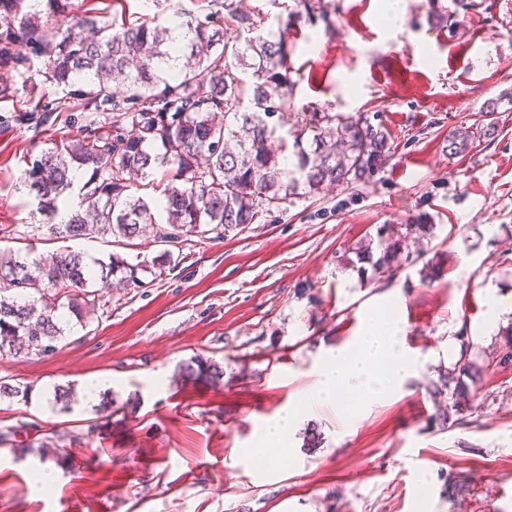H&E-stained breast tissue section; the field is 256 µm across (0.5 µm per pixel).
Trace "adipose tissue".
<instances>
[{"instance_id": "1", "label": "adipose tissue", "mask_w": 512, "mask_h": 512, "mask_svg": "<svg viewBox=\"0 0 512 512\" xmlns=\"http://www.w3.org/2000/svg\"><path fill=\"white\" fill-rule=\"evenodd\" d=\"M399 332L394 322L372 327L361 337L356 353L332 355L319 372L313 403L336 406L338 392L345 386L356 388L370 401L400 389L411 371L398 347Z\"/></svg>"}]
</instances>
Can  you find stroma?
<instances>
[{
  "label": "stroma",
  "mask_w": 512,
  "mask_h": 512,
  "mask_svg": "<svg viewBox=\"0 0 512 512\" xmlns=\"http://www.w3.org/2000/svg\"><path fill=\"white\" fill-rule=\"evenodd\" d=\"M328 18L292 26L297 104L375 112L394 154L372 182L293 196L282 210L224 239L182 242L181 263L144 288L105 289L106 305L74 326L62 348L0 358V377L30 382L29 402H0V512H512V365L477 386L466 425L439 431L428 391L453 365L460 342L482 351L512 323V0H482L459 33L431 19L428 0H404L391 27L382 0H326ZM0 67V247H24L38 223L18 182L50 140L83 137L111 121L75 106L84 80L39 88L49 111L27 109L34 50L14 47ZM69 101L71 109L58 110ZM496 112H488L489 104ZM476 132L465 154L448 133ZM493 135H486V127ZM382 224H429L424 260L442 266L433 285L419 266L390 283L371 282L342 262L347 247ZM152 233L114 249L99 239L36 241L37 254L66 250L142 264L162 250ZM399 321L411 376L401 390L367 404L357 392L343 410L302 408L269 465L241 457L255 435L313 389L332 351L354 348L370 317ZM199 355L224 364L212 386L182 380ZM111 381L112 416L91 405L52 407L57 383L83 389ZM323 438L304 446L308 425ZM65 449L68 467L41 488L33 446ZM463 481L449 494L448 480Z\"/></svg>",
  "instance_id": "1"
}]
</instances>
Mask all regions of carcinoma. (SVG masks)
I'll use <instances>...</instances> for the list:
<instances>
[{"mask_svg": "<svg viewBox=\"0 0 512 512\" xmlns=\"http://www.w3.org/2000/svg\"><path fill=\"white\" fill-rule=\"evenodd\" d=\"M298 8L278 18L274 32L263 28L254 14L238 10L235 0H191L197 9H183L173 29L151 18L131 24L104 22L90 8L69 19V0H41L34 10L29 0H0V64L14 63L13 46L31 44L46 80L66 87L83 76L88 90L80 98L86 109H105L112 121L90 129L76 140L50 142L21 175V183L36 201L42 229L57 239H135L155 223L153 210L166 214L156 231L168 245L152 265L142 269L117 253L108 260L87 262L81 252L67 251L46 259L0 250V357L19 358L52 352L71 332V321L85 326L106 305L93 280L121 275L125 285H148L181 261L174 248L192 234L223 238L241 232L259 214L278 210L303 189L352 185L374 178L392 157L391 135L368 112L341 113L327 108L295 107L288 30L306 18L324 15L321 0H297ZM436 25L461 23L454 8L431 0ZM236 26L234 39L224 36V24ZM177 53L178 70L167 75L163 65ZM122 97H117V87ZM132 129L125 131V124ZM475 132L457 128L448 133L452 154L465 152ZM159 143L163 152L154 153ZM90 173L75 186L79 172ZM136 172L149 184L163 185L162 197L147 200L132 191L126 175ZM161 179H156V176ZM77 197V208L65 224L55 223L62 207ZM378 243L357 242L345 250V262L372 266L386 278L413 263L408 233L376 229ZM470 343H462L458 360L439 370L429 392L440 398L431 423L441 430L463 426L471 415L476 386L490 366L512 361V325L498 343L476 360ZM189 380L216 384L223 366L194 357L180 368ZM30 383L0 379V399L28 401ZM71 384H57L48 401L65 412L72 409Z\"/></svg>", "mask_w": 512, "mask_h": 512, "instance_id": "cac0c4a2", "label": "carcinoma"}]
</instances>
